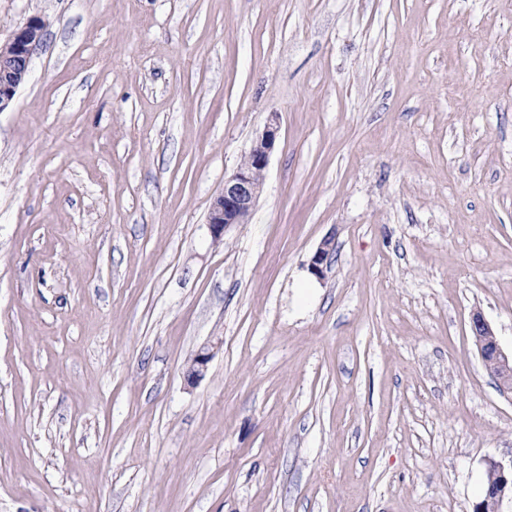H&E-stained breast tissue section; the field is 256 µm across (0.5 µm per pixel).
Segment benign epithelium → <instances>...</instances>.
Listing matches in <instances>:
<instances>
[{
	"label": "benign epithelium",
	"instance_id": "obj_1",
	"mask_svg": "<svg viewBox=\"0 0 512 512\" xmlns=\"http://www.w3.org/2000/svg\"><path fill=\"white\" fill-rule=\"evenodd\" d=\"M43 32L42 18L34 16L18 27L9 40L0 43V112L9 106L20 86L27 81L32 57L42 41ZM279 129V115L274 112L235 171L224 178V187L208 208L207 224L214 240H221L228 228L248 223L264 189L266 171L279 138ZM332 250L333 239H323L309 260L308 270L311 274L318 278L324 276ZM471 331L483 366L502 389L511 392L512 357L502 351L493 329L481 314L477 313L471 318ZM214 349L213 344L205 345L192 357L185 368L189 383H195L207 371ZM489 464L499 471L501 481L485 500L477 503V507L481 512H499L503 500L512 496V465L506 466L494 460Z\"/></svg>",
	"mask_w": 512,
	"mask_h": 512
}]
</instances>
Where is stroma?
<instances>
[{
  "label": "stroma",
  "instance_id": "stroma-1",
  "mask_svg": "<svg viewBox=\"0 0 512 512\" xmlns=\"http://www.w3.org/2000/svg\"><path fill=\"white\" fill-rule=\"evenodd\" d=\"M34 15L0 112V512H472L512 462L470 330L512 353V0H0V43ZM44 29L42 18L34 16L18 27L9 40L0 43V112L9 106L20 86L27 81ZM280 121L276 112L256 138L235 171L224 178V187L211 201L207 224L215 241L231 226L248 223L264 189L270 156L279 138ZM333 239L327 237L323 239L308 263V270L314 276L321 278L328 268L330 256L333 250ZM214 349V345H204L192 357L184 372L189 383L194 384L207 371L208 365L214 355Z\"/></svg>",
  "mask_w": 512,
  "mask_h": 512
}]
</instances>
